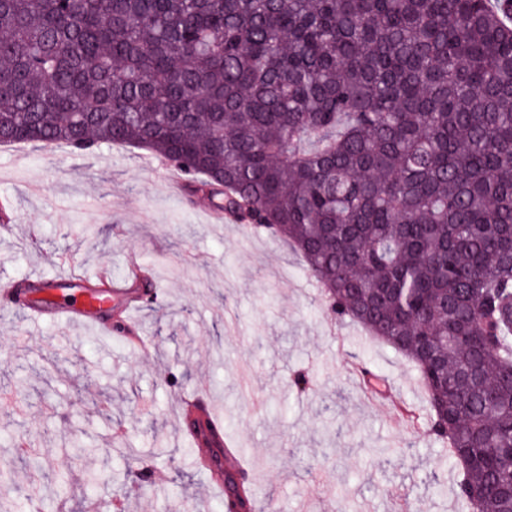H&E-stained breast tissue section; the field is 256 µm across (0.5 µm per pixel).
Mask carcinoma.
Here are the masks:
<instances>
[{
    "mask_svg": "<svg viewBox=\"0 0 512 512\" xmlns=\"http://www.w3.org/2000/svg\"><path fill=\"white\" fill-rule=\"evenodd\" d=\"M16 142L144 149L279 233L413 363L458 497L506 512L512 23L490 0H0Z\"/></svg>",
    "mask_w": 512,
    "mask_h": 512,
    "instance_id": "carcinoma-1",
    "label": "carcinoma"
}]
</instances>
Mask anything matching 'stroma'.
I'll return each instance as SVG.
<instances>
[{"instance_id":"35a3bbf8","label":"stroma","mask_w":512,"mask_h":512,"mask_svg":"<svg viewBox=\"0 0 512 512\" xmlns=\"http://www.w3.org/2000/svg\"><path fill=\"white\" fill-rule=\"evenodd\" d=\"M0 281L98 275L131 288L136 259L153 302L133 314L148 349L81 325L0 312V500L23 512H224L183 435L202 387L245 449L254 512H467L435 473L451 450L427 433L428 395L413 364L336 318L300 256L268 231L177 194L146 151L116 145L0 147ZM415 410L407 421L400 406ZM140 456L125 458L117 433ZM93 451L78 460L73 444ZM40 454L41 471L26 463ZM98 472L85 485V470Z\"/></svg>"}]
</instances>
